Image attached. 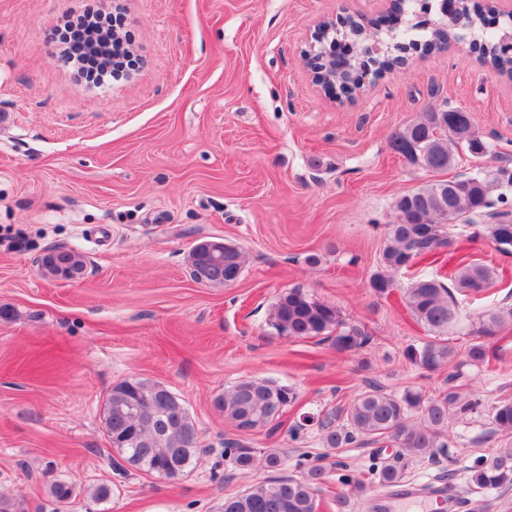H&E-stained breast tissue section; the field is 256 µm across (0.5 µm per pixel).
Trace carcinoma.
<instances>
[{
	"mask_svg": "<svg viewBox=\"0 0 512 512\" xmlns=\"http://www.w3.org/2000/svg\"><path fill=\"white\" fill-rule=\"evenodd\" d=\"M482 0H448V11L437 19L408 24L403 16L386 26L372 28L356 22L347 41L358 44L360 52L349 56V70L365 67L383 75L397 66L399 45L419 42L422 52L440 51L455 39L457 25L471 28L477 42L471 51L494 69L512 76V57L498 53L502 29H488ZM456 108L430 106L422 118L396 131L391 149L409 164L443 171L453 166L452 147H464L475 160L493 157L496 151L483 139L475 125L468 136L458 130ZM512 169L478 167L469 176L443 180L402 194L394 202L395 220L385 225V245L380 255L381 271L370 285L381 295H389L396 284L393 274L416 262L435 257L439 250L453 246L451 227L482 222L484 237L502 255H512ZM224 273H242L244 256L233 244L224 247ZM497 279L493 268L460 261L448 274L451 286L438 279L419 280L404 294L412 317L430 333L429 339L410 344L403 351L406 362L424 370L442 366L456 368L448 377V388L435 395L407 387L391 393L370 384L345 408H333L320 422L325 459L349 445L364 447L393 441L398 451L355 477L342 474L338 482L362 494L378 483L394 488L407 479V461L432 458L449 447L448 417L472 411L478 401L464 400L455 380L463 366H482L499 358L485 338H491L512 320L507 314L490 312L479 321L475 341L465 351V359L455 361V351L442 336L448 334L461 313L462 299L489 290ZM268 326L277 335L294 339L328 341L338 352L355 353L370 342L363 327L343 320L335 306L319 301L300 288L281 293L269 314ZM159 383L131 377L112 386L107 397L104 424L119 459L112 462L119 473L134 468L167 480L183 476L199 454V431L190 414L174 419L169 407L157 398ZM298 393L292 387L268 378L248 377L237 381L213 401L236 434L224 439V462L235 471L263 467L274 476L257 482L241 493L224 498L217 512H319L318 494L329 479L330 470L313 464L302 476H279L288 455L279 448H257L252 436L273 434L281 418L295 405ZM492 423L501 432L512 433V401H502L492 409ZM467 489L475 497L473 508H484L482 497L491 490L512 487V448H503L478 459L467 469Z\"/></svg>",
	"mask_w": 512,
	"mask_h": 512,
	"instance_id": "obj_1",
	"label": "carcinoma"
}]
</instances>
